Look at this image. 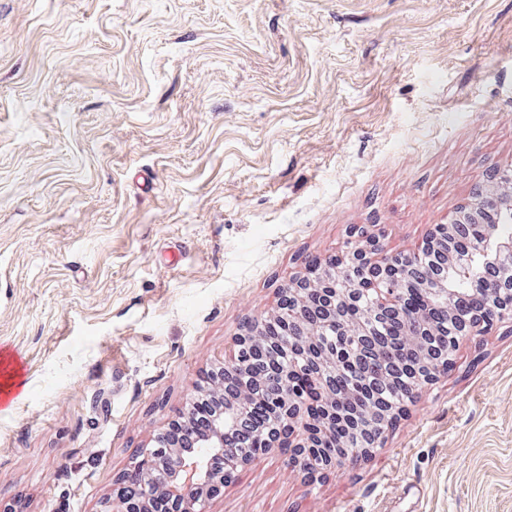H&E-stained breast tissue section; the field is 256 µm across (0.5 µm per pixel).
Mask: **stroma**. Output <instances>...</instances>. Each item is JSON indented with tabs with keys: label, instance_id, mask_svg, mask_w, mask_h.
I'll use <instances>...</instances> for the list:
<instances>
[{
	"label": "stroma",
	"instance_id": "1",
	"mask_svg": "<svg viewBox=\"0 0 512 512\" xmlns=\"http://www.w3.org/2000/svg\"><path fill=\"white\" fill-rule=\"evenodd\" d=\"M512 164V0H0V512H100L247 323ZM512 512V319L380 447L208 512Z\"/></svg>",
	"mask_w": 512,
	"mask_h": 512
}]
</instances>
